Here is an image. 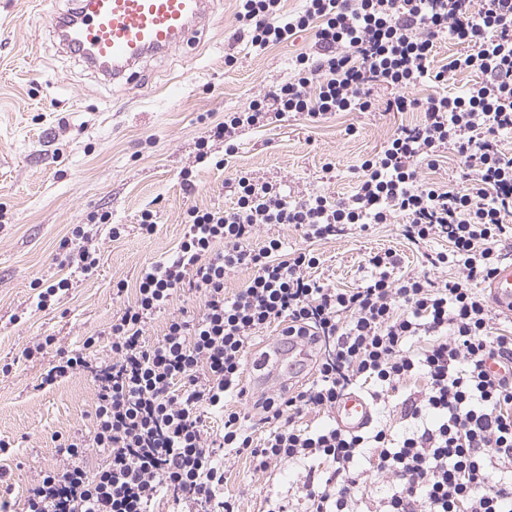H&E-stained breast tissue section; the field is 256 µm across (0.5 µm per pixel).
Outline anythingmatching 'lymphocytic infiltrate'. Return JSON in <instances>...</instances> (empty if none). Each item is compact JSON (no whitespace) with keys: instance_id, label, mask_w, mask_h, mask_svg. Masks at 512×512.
<instances>
[{"instance_id":"f902f5d3","label":"lymphocytic infiltrate","mask_w":512,"mask_h":512,"mask_svg":"<svg viewBox=\"0 0 512 512\" xmlns=\"http://www.w3.org/2000/svg\"><path fill=\"white\" fill-rule=\"evenodd\" d=\"M239 2L252 47L314 32L318 54L297 56L295 76L270 93L280 111L312 119L366 112L372 85L382 83L397 91L387 110L419 106L424 116L362 162L346 198L292 201L276 185L239 175L233 206L189 208L173 258L142 269L134 304L113 320L106 357L92 361L97 339L89 336L42 374L45 389L89 372L93 425L59 443V465L30 485L24 512H153L159 499L172 512H238L222 493L223 450L261 473L328 462L324 475L297 476L305 512H358L363 488L374 483L384 494L373 512H512V375L486 371L491 360L512 368V330L498 327L481 290L512 256V154L499 146L500 133L512 131V0H488L478 12L470 0H305L288 16L282 0ZM444 36L469 50L436 71ZM449 71L481 79L460 96L407 97ZM448 148L462 163L459 183L424 181L421 168L435 167ZM395 222L421 250L424 272L401 273L396 252H377L364 285L351 289L312 278L320 263L313 250L253 242L266 224L293 226L315 242ZM438 237L447 249L426 251ZM64 246V266L87 276L97 270L96 230L75 225ZM240 268L249 279L226 294L225 276ZM187 292L199 296L198 309L181 310L147 344L148 320ZM271 326L307 332L321 356L300 389L253 403L243 383L248 349ZM412 380L420 388L401 403L402 430L385 420L357 433L298 425L304 412L331 410L361 387L385 405L388 392ZM232 397L245 409L229 408ZM208 414L223 415L222 434L205 432ZM255 420L267 425L264 438H255ZM92 453L106 465L89 470Z\"/></svg>"}]
</instances>
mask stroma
Wrapping results in <instances>:
<instances>
[{"label": "stroma", "instance_id": "35a3bbf8", "mask_svg": "<svg viewBox=\"0 0 512 512\" xmlns=\"http://www.w3.org/2000/svg\"><path fill=\"white\" fill-rule=\"evenodd\" d=\"M70 0H0V468L11 477L9 512H22L27 488L57 464V436L91 428L95 388L78 371L55 387L39 389L51 355L26 358L35 338L54 337L62 351L107 330L135 300L143 267L174 255L189 208L231 206L233 179L243 172L280 186L293 199L342 197L354 189L361 162L378 152L395 129L420 122V111L388 112L392 89L375 86L368 112H342L313 122L285 114L263 127H246L232 156L224 143L207 140L225 114L292 76L298 54H316L312 31L264 51L243 38L238 0H223L224 18L200 39L143 62L140 84L105 79L67 54L43 11L66 10ZM233 65H226V56ZM156 211L158 229H138L145 210ZM110 212L123 232L109 238L98 227L102 260L94 274H65L61 245L71 228L93 212ZM278 238L292 248L312 247L317 280L338 288L364 282L366 260L387 249L401 257L402 273L422 272L419 252L398 224L361 234L307 243L285 224H268L254 242ZM70 277L71 286L50 308L36 310L35 281ZM127 284L114 295L113 284ZM225 496L239 512H265L267 497L297 499L300 467L254 471L243 456H223Z\"/></svg>", "mask_w": 512, "mask_h": 512}]
</instances>
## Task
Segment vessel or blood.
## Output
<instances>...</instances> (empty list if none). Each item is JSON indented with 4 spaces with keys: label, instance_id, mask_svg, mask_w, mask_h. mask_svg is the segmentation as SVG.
Wrapping results in <instances>:
<instances>
[{
    "label": "vessel or blood",
    "instance_id": "obj_1",
    "mask_svg": "<svg viewBox=\"0 0 512 512\" xmlns=\"http://www.w3.org/2000/svg\"><path fill=\"white\" fill-rule=\"evenodd\" d=\"M217 13V0H73L62 15L51 14L48 23L66 51L112 78L135 83L137 66L147 57L169 54L196 40ZM493 310L512 317V262L498 268L484 284ZM313 342L284 334L277 346L252 356L253 382H264L285 360H313ZM373 406L358 393L340 399L333 417L345 430L368 426Z\"/></svg>",
    "mask_w": 512,
    "mask_h": 512
}]
</instances>
